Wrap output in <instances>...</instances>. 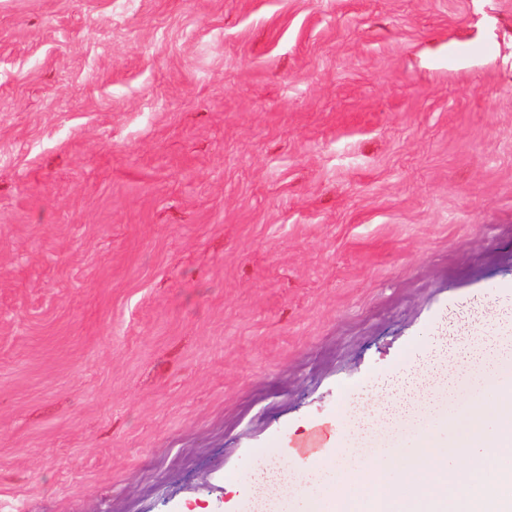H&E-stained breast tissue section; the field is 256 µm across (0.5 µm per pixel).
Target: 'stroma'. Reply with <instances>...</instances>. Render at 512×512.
<instances>
[{
    "label": "stroma",
    "instance_id": "stroma-1",
    "mask_svg": "<svg viewBox=\"0 0 512 512\" xmlns=\"http://www.w3.org/2000/svg\"><path fill=\"white\" fill-rule=\"evenodd\" d=\"M512 347V0H0V512H248L458 327ZM288 478V486L296 485L302 479L293 473L290 465L279 463L277 471L264 481L257 483L252 492H247L248 498L255 510L264 512H288V490L282 487V478Z\"/></svg>",
    "mask_w": 512,
    "mask_h": 512
}]
</instances>
